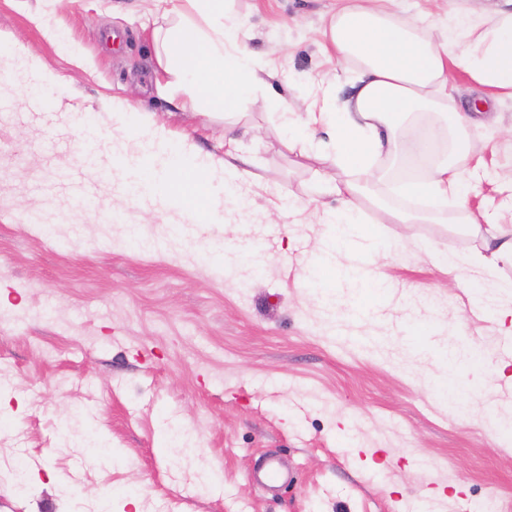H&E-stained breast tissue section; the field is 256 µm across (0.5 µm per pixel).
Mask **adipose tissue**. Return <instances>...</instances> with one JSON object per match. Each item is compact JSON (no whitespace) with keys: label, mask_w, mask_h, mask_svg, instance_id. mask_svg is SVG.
Wrapping results in <instances>:
<instances>
[{"label":"adipose tissue","mask_w":512,"mask_h":512,"mask_svg":"<svg viewBox=\"0 0 512 512\" xmlns=\"http://www.w3.org/2000/svg\"><path fill=\"white\" fill-rule=\"evenodd\" d=\"M173 19L162 38L158 63L167 87L191 104L239 114L264 81L255 60L243 51L244 33L224 21V0H156ZM330 49L341 61H356L361 77L355 97L341 112L281 113L289 149L320 158L346 171L347 181L330 184L339 207L325 215L328 238L339 243L354 237L374 240L361 198L376 180L374 160L392 151L412 112L436 113L442 123L415 139L410 156L425 165L423 178L399 181L400 196L423 201L427 214L456 205L462 233L479 238L469 266L491 270L512 266V231L478 224L468 213V185L459 162L468 151L472 118L454 105V69L485 89L491 100L512 99V0H500L491 16L469 18L442 38L430 36L423 22L404 16L397 0H342L326 31ZM333 133L331 144L319 129ZM170 189L162 196L199 224L222 221L217 203L206 192L208 173L172 150Z\"/></svg>","instance_id":"obj_1"}]
</instances>
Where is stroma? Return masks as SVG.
I'll return each mask as SVG.
<instances>
[{
  "instance_id": "obj_1",
  "label": "stroma",
  "mask_w": 512,
  "mask_h": 512,
  "mask_svg": "<svg viewBox=\"0 0 512 512\" xmlns=\"http://www.w3.org/2000/svg\"><path fill=\"white\" fill-rule=\"evenodd\" d=\"M335 4L228 0L273 75L227 118L160 86L154 0H0V512H512V367L494 371L512 302L483 287L512 267L435 262L474 241L444 213L390 223L408 203L383 181L364 204L396 244L373 257L383 292L341 281L326 306L307 279L339 202L277 115L350 99L356 67L323 35ZM402 6L437 37L493 0ZM44 13L79 59L43 36ZM490 109L461 166L470 211L510 231L512 99ZM155 126L214 195L238 172L244 207L194 224L150 195L120 204L113 157ZM460 343L476 362L454 407L443 352ZM268 455L292 476L276 493L251 476Z\"/></svg>"
}]
</instances>
